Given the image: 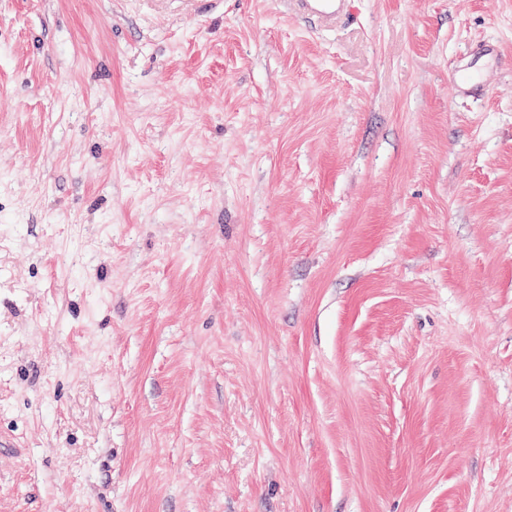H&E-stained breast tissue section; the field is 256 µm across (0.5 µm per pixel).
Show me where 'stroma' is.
<instances>
[{
    "label": "stroma",
    "mask_w": 512,
    "mask_h": 512,
    "mask_svg": "<svg viewBox=\"0 0 512 512\" xmlns=\"http://www.w3.org/2000/svg\"><path fill=\"white\" fill-rule=\"evenodd\" d=\"M276 2L0 0V512H512V0ZM348 0H281L286 12L311 17L324 24H334L347 10Z\"/></svg>",
    "instance_id": "1"
}]
</instances>
